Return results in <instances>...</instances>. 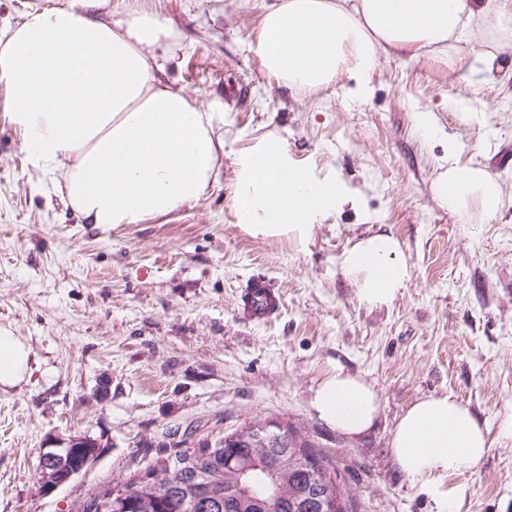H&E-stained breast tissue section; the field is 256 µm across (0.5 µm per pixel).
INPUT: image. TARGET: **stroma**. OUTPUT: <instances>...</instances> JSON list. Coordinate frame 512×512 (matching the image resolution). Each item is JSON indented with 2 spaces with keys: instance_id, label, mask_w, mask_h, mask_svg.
Masks as SVG:
<instances>
[{
  "instance_id": "1",
  "label": "stroma",
  "mask_w": 512,
  "mask_h": 512,
  "mask_svg": "<svg viewBox=\"0 0 512 512\" xmlns=\"http://www.w3.org/2000/svg\"><path fill=\"white\" fill-rule=\"evenodd\" d=\"M272 0H102L116 20L158 13L178 33L161 74L212 112L224 163L198 203L139 224H86L63 188L36 171L9 120L0 81V330L31 348V372L0 392V512H82L104 482L146 467L163 435L216 440L273 419L301 429L331 458L354 512H512V71H449L423 57L380 55L370 88L341 78L316 92L262 69L258 33ZM477 112L474 121L451 109ZM432 111L433 132L419 129ZM275 134L316 179L362 197L320 217L312 241L262 237L238 224L237 151ZM461 162L499 179L503 204L471 219L432 193L449 141ZM395 236L411 278L391 303H363L339 257L360 237ZM263 280L283 295L257 324L239 297ZM377 391L376 425L358 437L327 427L310 402L326 372ZM453 395L490 445L472 470L434 484L405 475L393 429L419 398ZM74 436L98 456L66 485L37 481L41 456Z\"/></svg>"
}]
</instances>
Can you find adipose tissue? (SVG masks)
<instances>
[{
  "mask_svg": "<svg viewBox=\"0 0 512 512\" xmlns=\"http://www.w3.org/2000/svg\"><path fill=\"white\" fill-rule=\"evenodd\" d=\"M100 0L30 11L0 38V80L10 92V121L33 167L63 181L71 206L86 223L138 224L197 203L224 154L213 113L156 76L175 34L156 14L102 17ZM502 30L501 41L472 56L462 43L473 22ZM492 0H274L258 38L264 71L289 87L315 91L337 77L356 79L366 92L379 52L428 56L449 70L493 74L512 67ZM239 225L258 236H313L316 217L336 212L352 197L338 179L319 181L297 164L275 136L257 140L234 159ZM440 206L469 217L470 200L482 215L501 206V187L481 164L460 163L449 148L433 183ZM343 274L360 300L391 302L411 278L396 237L365 236L340 256ZM31 350L0 331V390L23 383ZM311 407L328 427L348 436L369 431L380 415L376 390L358 375L336 370L318 383ZM400 468L413 478L440 479L478 465L488 450L486 430L452 395L412 404L390 441Z\"/></svg>",
  "mask_w": 512,
  "mask_h": 512,
  "instance_id": "1",
  "label": "adipose tissue"
}]
</instances>
